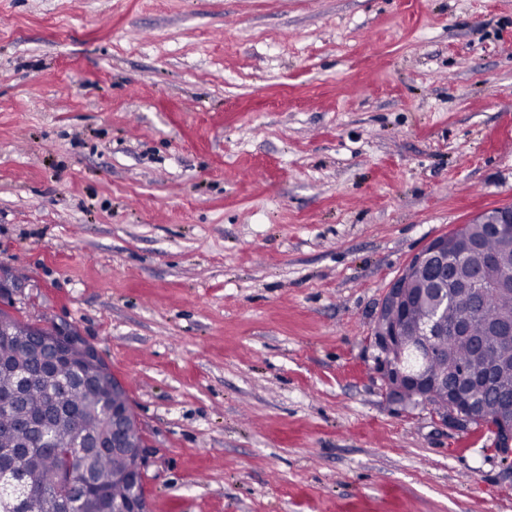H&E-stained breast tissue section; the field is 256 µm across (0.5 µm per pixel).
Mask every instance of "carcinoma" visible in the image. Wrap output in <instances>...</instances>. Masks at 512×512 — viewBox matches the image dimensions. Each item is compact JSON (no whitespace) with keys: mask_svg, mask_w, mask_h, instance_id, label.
I'll list each match as a JSON object with an SVG mask.
<instances>
[{"mask_svg":"<svg viewBox=\"0 0 512 512\" xmlns=\"http://www.w3.org/2000/svg\"><path fill=\"white\" fill-rule=\"evenodd\" d=\"M475 247L457 265L461 283L480 275L486 268L512 279V239L504 240L482 224L467 225ZM410 306L403 314L405 335L416 336L425 316L448 310V323L465 320L469 335L444 337L439 350L427 364V372L456 384L457 373L465 369L479 374L490 365L498 372L494 383L512 392V342L488 335L487 321L512 316V293H489L486 306L475 311L463 290L448 293V307L438 305L423 291L416 275L406 284ZM29 322L0 309V448H27L20 464L27 491L18 501L19 512H112V504L124 500L128 485L123 479L125 461L112 454L110 439L112 396L85 380L78 367L64 357L53 365L40 363V352L28 336ZM482 416L495 420L507 406L495 393L482 396ZM92 439L100 447L78 454V466L93 476L79 499L65 504L56 499L54 488L63 478L55 448L73 447Z\"/></svg>","mask_w":512,"mask_h":512,"instance_id":"1","label":"carcinoma"}]
</instances>
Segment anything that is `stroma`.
<instances>
[{
  "mask_svg": "<svg viewBox=\"0 0 512 512\" xmlns=\"http://www.w3.org/2000/svg\"><path fill=\"white\" fill-rule=\"evenodd\" d=\"M512 205V0H0V271L155 451L149 512H512L390 399L409 259Z\"/></svg>",
  "mask_w": 512,
  "mask_h": 512,
  "instance_id": "35a3bbf8",
  "label": "stroma"
}]
</instances>
